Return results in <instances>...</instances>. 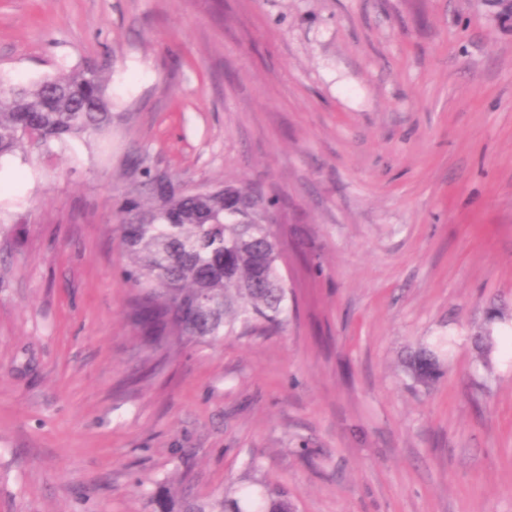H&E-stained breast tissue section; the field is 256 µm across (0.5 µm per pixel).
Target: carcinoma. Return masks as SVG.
Returning a JSON list of instances; mask_svg holds the SVG:
<instances>
[{
	"mask_svg": "<svg viewBox=\"0 0 512 512\" xmlns=\"http://www.w3.org/2000/svg\"><path fill=\"white\" fill-rule=\"evenodd\" d=\"M112 124V98L103 68L87 65L22 84L0 78V158L85 139ZM140 197L116 215L131 290L128 319L148 357L168 359L189 345H215L228 336L277 330L288 323L289 291L281 273V243L266 213L276 205L247 185L186 192L143 171ZM478 363L492 366L489 328L477 336ZM414 380L437 374L433 352L410 354ZM153 512H243L240 498L178 500L159 493ZM259 512H294L282 487L266 489Z\"/></svg>",
	"mask_w": 512,
	"mask_h": 512,
	"instance_id": "carcinoma-1",
	"label": "carcinoma"
}]
</instances>
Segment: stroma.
Returning <instances> with one entry per match:
<instances>
[{
	"label": "stroma",
	"instance_id": "obj_1",
	"mask_svg": "<svg viewBox=\"0 0 512 512\" xmlns=\"http://www.w3.org/2000/svg\"><path fill=\"white\" fill-rule=\"evenodd\" d=\"M104 65L112 124L7 157L0 512H512V16L490 0H0V77ZM277 200L294 312L162 366L115 213L142 167ZM433 347L419 385L406 353ZM294 507L288 497V492L282 487L267 488L263 506L257 512H294ZM151 503L154 506L153 512H247L242 510L239 498L228 495H222L211 502L197 503L179 501L170 491L155 494Z\"/></svg>",
	"mask_w": 512,
	"mask_h": 512
}]
</instances>
